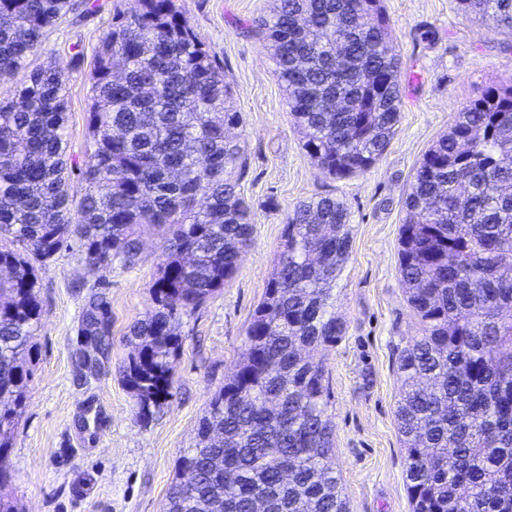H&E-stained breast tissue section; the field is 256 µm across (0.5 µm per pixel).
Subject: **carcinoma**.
Returning <instances> with one entry per match:
<instances>
[{
	"instance_id": "1",
	"label": "carcinoma",
	"mask_w": 512,
	"mask_h": 512,
	"mask_svg": "<svg viewBox=\"0 0 512 512\" xmlns=\"http://www.w3.org/2000/svg\"><path fill=\"white\" fill-rule=\"evenodd\" d=\"M512 30V0H458ZM75 0H0V78L37 52ZM257 31L303 147L343 178L371 168L401 118V61L381 0H274ZM92 161L72 217L64 69L24 77L0 103V489L41 327L36 264L75 240L90 266L138 264L141 237L163 239L152 292L158 308L134 326L126 379L145 416L171 394L181 341L173 322L238 269L251 242L241 196L244 150L224 68L176 0L115 8L90 74ZM399 272L418 324L399 356L397 420L412 512H512V81L485 89L423 154L406 193ZM350 211L333 196L299 203L245 353L181 456L196 481L168 491L166 512H349L331 455L322 362L299 350L342 337L333 284L350 248ZM93 298L81 332L109 335Z\"/></svg>"
}]
</instances>
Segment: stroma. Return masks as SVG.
<instances>
[{
  "instance_id": "1",
  "label": "stroma",
  "mask_w": 512,
  "mask_h": 512,
  "mask_svg": "<svg viewBox=\"0 0 512 512\" xmlns=\"http://www.w3.org/2000/svg\"><path fill=\"white\" fill-rule=\"evenodd\" d=\"M89 10L48 30L31 68L51 63L68 77L73 167L93 151L87 124L94 54L115 9L137 0H90ZM224 79L242 120L240 192L251 207L252 243L235 274L174 326L182 340L172 395L142 416L125 379L136 352L131 330L156 309L151 285L162 240L142 237L140 260L91 268L72 245L37 267L41 327L32 377L9 450V490L19 512H163L210 398L233 375L245 330L264 297L285 218L301 201L330 194L351 212L349 256L336 279V346L314 352L324 364L333 460L351 512H411L405 451L395 412L401 350L418 333L399 272L400 227L409 182L424 152L457 111L485 88L512 79V33L464 14L456 0H382L402 60L398 129L369 170L346 178L321 170L288 114L268 45L256 33L272 0H178ZM110 304L103 348L87 343L83 315L93 296Z\"/></svg>"
}]
</instances>
